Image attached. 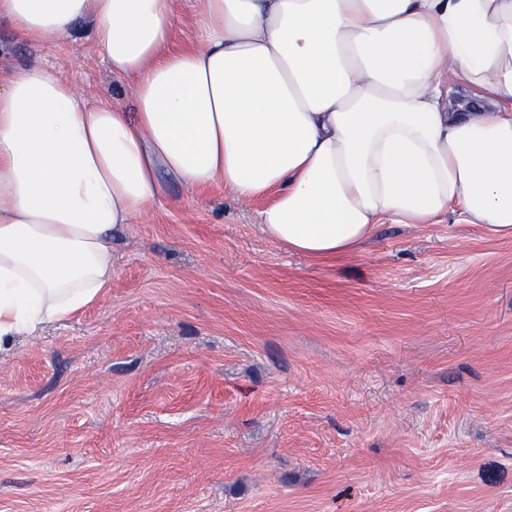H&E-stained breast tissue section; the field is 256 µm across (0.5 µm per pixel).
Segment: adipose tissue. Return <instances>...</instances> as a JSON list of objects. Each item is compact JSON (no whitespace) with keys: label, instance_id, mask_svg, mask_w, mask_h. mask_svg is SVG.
Here are the masks:
<instances>
[{"label":"adipose tissue","instance_id":"adipose-tissue-1","mask_svg":"<svg viewBox=\"0 0 512 512\" xmlns=\"http://www.w3.org/2000/svg\"><path fill=\"white\" fill-rule=\"evenodd\" d=\"M78 20L135 110L86 107L38 65L0 74V353L101 296L113 231L165 173L271 196L264 231L310 256L454 205L512 238V0H200L179 50L173 0H0L26 43Z\"/></svg>","mask_w":512,"mask_h":512}]
</instances>
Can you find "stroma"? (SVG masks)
I'll return each instance as SVG.
<instances>
[{"instance_id":"stroma-1","label":"stroma","mask_w":512,"mask_h":512,"mask_svg":"<svg viewBox=\"0 0 512 512\" xmlns=\"http://www.w3.org/2000/svg\"><path fill=\"white\" fill-rule=\"evenodd\" d=\"M0 59L134 109L90 22ZM267 203L168 180L0 355V512H512V240L451 210L310 257Z\"/></svg>"}]
</instances>
